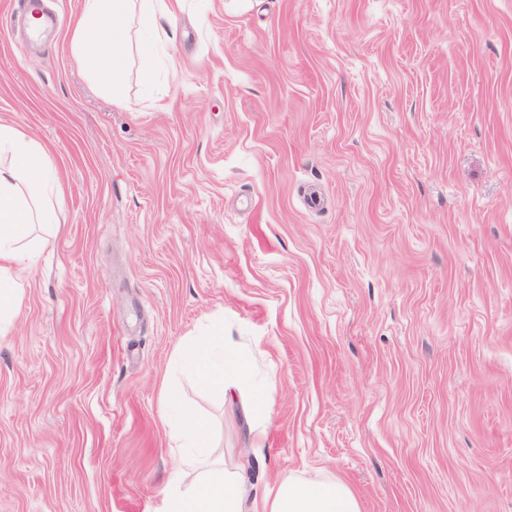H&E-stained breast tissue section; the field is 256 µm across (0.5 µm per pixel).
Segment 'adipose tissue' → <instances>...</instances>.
Instances as JSON below:
<instances>
[{"mask_svg":"<svg viewBox=\"0 0 512 512\" xmlns=\"http://www.w3.org/2000/svg\"><path fill=\"white\" fill-rule=\"evenodd\" d=\"M151 14L147 0H84L73 35L79 64L105 73L120 65L129 41L134 9ZM60 185L45 151L15 126L0 124V330L18 315L22 296L5 283L15 266H33L34 255L25 241L34 224L56 223L53 198ZM178 361L193 379L215 398L231 389L249 386L248 363L238 359L224 368V330L216 328L208 339L191 340L177 352ZM172 433L187 451V463L198 469L191 490L173 496L168 512H241V490L236 473L213 457L209 422L186 408L172 407ZM262 512H360L354 493L339 481L284 480L274 496L263 498Z\"/></svg>","mask_w":512,"mask_h":512,"instance_id":"ef3b65f1","label":"adipose tissue"}]
</instances>
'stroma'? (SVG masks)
Here are the masks:
<instances>
[{
    "instance_id": "1",
    "label": "stroma",
    "mask_w": 512,
    "mask_h": 512,
    "mask_svg": "<svg viewBox=\"0 0 512 512\" xmlns=\"http://www.w3.org/2000/svg\"><path fill=\"white\" fill-rule=\"evenodd\" d=\"M0 0V122L62 185L0 335V512H167L197 479L166 403L252 491L512 512V0H178L114 80ZM274 381L218 401L178 348Z\"/></svg>"
}]
</instances>
